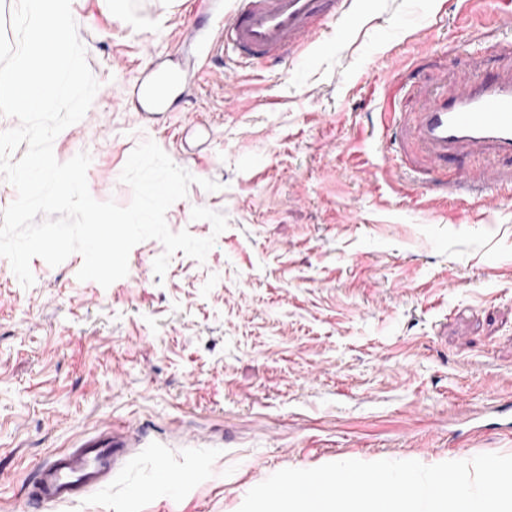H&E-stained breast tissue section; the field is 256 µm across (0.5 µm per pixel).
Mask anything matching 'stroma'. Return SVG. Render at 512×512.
Instances as JSON below:
<instances>
[{
    "mask_svg": "<svg viewBox=\"0 0 512 512\" xmlns=\"http://www.w3.org/2000/svg\"><path fill=\"white\" fill-rule=\"evenodd\" d=\"M229 7L72 2L99 89L56 136V159L88 153L92 197L125 206L121 172L153 140L197 179L169 229L216 243L158 276L164 248L143 241L107 288L78 280L77 253L33 258L28 288L0 257V512H27L38 463L109 429L134 437L125 466L46 512H238L286 468L512 455V431L448 427L491 400L512 408V190L492 185V208L443 192L458 172L512 163L415 161L423 195L395 177L400 149L380 121L393 79L412 112L432 80L479 65L481 0H357L300 58L243 70L176 40ZM155 63L191 81L151 120L133 93ZM196 207L227 228L213 235Z\"/></svg>",
    "mask_w": 512,
    "mask_h": 512,
    "instance_id": "1",
    "label": "stroma"
}]
</instances>
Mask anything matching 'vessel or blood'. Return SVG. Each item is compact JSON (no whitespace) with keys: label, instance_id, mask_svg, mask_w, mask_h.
Wrapping results in <instances>:
<instances>
[{"label":"vessel or blood","instance_id":"vessel-or-blood-1","mask_svg":"<svg viewBox=\"0 0 512 512\" xmlns=\"http://www.w3.org/2000/svg\"><path fill=\"white\" fill-rule=\"evenodd\" d=\"M353 0H231L224 17L212 27L211 50L235 57L239 66L277 62L285 54L306 50L328 22L347 15ZM497 36L493 50L512 55V0H493ZM179 70L160 72L145 95L160 108L180 88ZM386 124L404 128L405 155H422L431 169L450 158L491 151L512 162V67L495 72L463 73L454 89L425 92L416 111L387 112ZM127 445L114 436L96 437L78 448L42 462L25 490L29 512L72 503L111 478L126 460Z\"/></svg>","mask_w":512,"mask_h":512}]
</instances>
